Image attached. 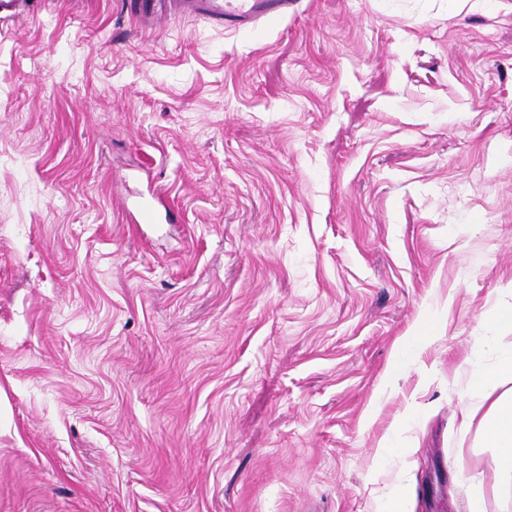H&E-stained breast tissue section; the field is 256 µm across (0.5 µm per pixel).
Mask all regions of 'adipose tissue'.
<instances>
[{"mask_svg":"<svg viewBox=\"0 0 512 512\" xmlns=\"http://www.w3.org/2000/svg\"><path fill=\"white\" fill-rule=\"evenodd\" d=\"M491 320L499 331L494 339L498 358L492 366L472 367L477 400L464 405L457 420L462 430L474 432L484 447L492 449L495 490L507 495L512 493V342L504 336L512 332V282L500 289Z\"/></svg>","mask_w":512,"mask_h":512,"instance_id":"obj_1","label":"adipose tissue"}]
</instances>
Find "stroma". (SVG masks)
Returning a JSON list of instances; mask_svg holds the SVG:
<instances>
[{
	"instance_id": "1",
	"label": "stroma",
	"mask_w": 512,
	"mask_h": 512,
	"mask_svg": "<svg viewBox=\"0 0 512 512\" xmlns=\"http://www.w3.org/2000/svg\"><path fill=\"white\" fill-rule=\"evenodd\" d=\"M511 281L512 0L0 17V512H512ZM296 5L295 0H177L170 4L179 14L235 30L278 21ZM512 281L499 289L497 307L491 314L495 327L503 334L512 332ZM510 336H493L497 361L490 367L474 366L471 382L477 392L475 403L465 404L458 416L459 427L474 430L483 438V448H493L497 475L495 490L510 496L512 490V342Z\"/></svg>"
}]
</instances>
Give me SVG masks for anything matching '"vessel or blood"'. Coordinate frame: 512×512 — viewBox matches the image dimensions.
I'll use <instances>...</instances> for the list:
<instances>
[{
	"label": "vessel or blood",
	"instance_id": "b4317fda",
	"mask_svg": "<svg viewBox=\"0 0 512 512\" xmlns=\"http://www.w3.org/2000/svg\"><path fill=\"white\" fill-rule=\"evenodd\" d=\"M296 0H173L177 13L226 29H243L287 17Z\"/></svg>",
	"mask_w": 512,
	"mask_h": 512
}]
</instances>
